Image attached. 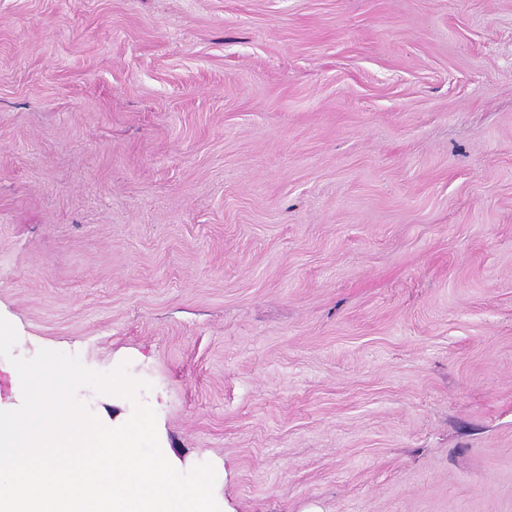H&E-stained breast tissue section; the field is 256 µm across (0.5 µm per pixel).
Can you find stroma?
<instances>
[{
	"mask_svg": "<svg viewBox=\"0 0 512 512\" xmlns=\"http://www.w3.org/2000/svg\"><path fill=\"white\" fill-rule=\"evenodd\" d=\"M0 316L227 512H512V0H0Z\"/></svg>",
	"mask_w": 512,
	"mask_h": 512,
	"instance_id": "obj_1",
	"label": "stroma"
}]
</instances>
